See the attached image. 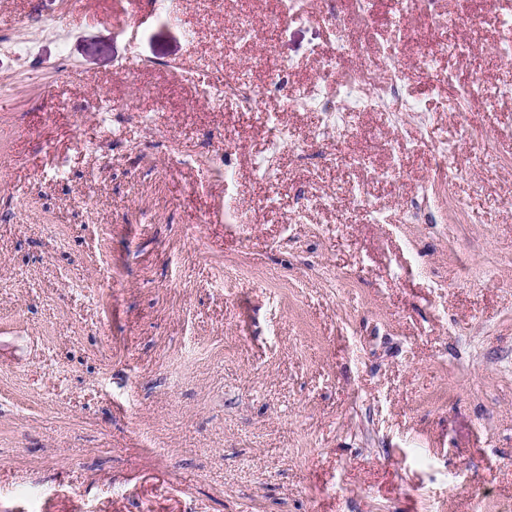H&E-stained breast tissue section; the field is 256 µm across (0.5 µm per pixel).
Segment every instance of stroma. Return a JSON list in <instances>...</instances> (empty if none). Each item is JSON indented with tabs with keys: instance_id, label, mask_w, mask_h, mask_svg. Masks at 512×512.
Segmentation results:
<instances>
[{
	"instance_id": "obj_1",
	"label": "stroma",
	"mask_w": 512,
	"mask_h": 512,
	"mask_svg": "<svg viewBox=\"0 0 512 512\" xmlns=\"http://www.w3.org/2000/svg\"><path fill=\"white\" fill-rule=\"evenodd\" d=\"M279 10L0 0V35L30 42L0 53V512H512V99H457L512 89V0H440L445 27L375 0L327 74V25ZM201 55L329 97L396 63L403 96L314 142L319 113L264 97L308 143L270 184L266 126L164 67ZM446 141L448 200L409 223ZM507 95H511V90L503 91L499 88H495L485 83L481 78H476L470 84L463 86L460 90V96L463 99L471 97L479 98L485 110L488 112L494 111Z\"/></svg>"
}]
</instances>
